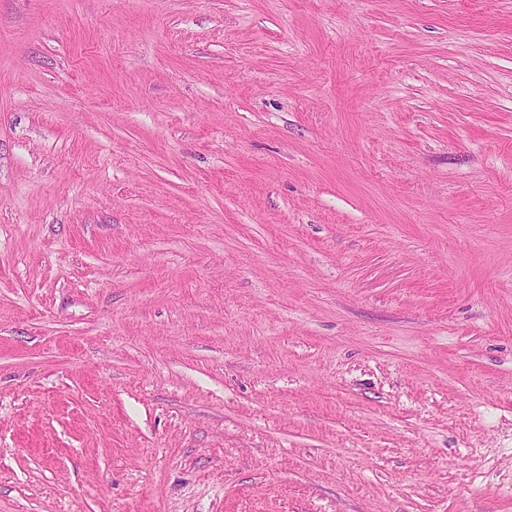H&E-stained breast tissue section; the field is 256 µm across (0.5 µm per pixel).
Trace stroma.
<instances>
[{"label": "stroma", "instance_id": "stroma-1", "mask_svg": "<svg viewBox=\"0 0 512 512\" xmlns=\"http://www.w3.org/2000/svg\"><path fill=\"white\" fill-rule=\"evenodd\" d=\"M0 512H512V0H0Z\"/></svg>", "mask_w": 512, "mask_h": 512}]
</instances>
